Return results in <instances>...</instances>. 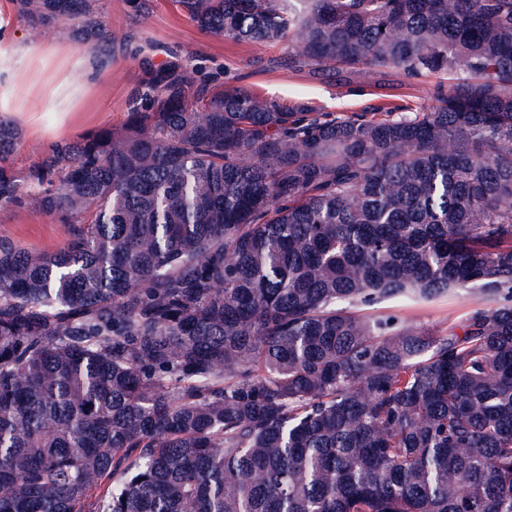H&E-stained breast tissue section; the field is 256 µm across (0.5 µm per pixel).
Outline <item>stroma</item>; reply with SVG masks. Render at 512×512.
Here are the masks:
<instances>
[{
	"instance_id": "35a3bbf8",
	"label": "stroma",
	"mask_w": 512,
	"mask_h": 512,
	"mask_svg": "<svg viewBox=\"0 0 512 512\" xmlns=\"http://www.w3.org/2000/svg\"><path fill=\"white\" fill-rule=\"evenodd\" d=\"M148 4V14L139 17L130 12L126 0H99L117 52L98 79L86 85L77 62L88 52L87 44L65 30L33 34L15 15L11 0H0V27L13 37L19 51L16 78L0 95L36 106L32 112L8 115L22 133L13 157L15 168H27L40 153L59 142L121 127L132 106L133 92L147 77L148 65L165 63L172 48L194 55L198 79H231L262 96L327 112H360L371 105L431 101L433 78H358L339 87L310 76L306 69L277 66V59L288 54L287 45L224 40L200 31L175 9L172 0H148ZM149 41L155 50L147 56L143 47ZM50 45L55 46V53L45 54V47ZM69 232L68 225L33 208L0 209V236H8L32 252L57 250ZM471 306L470 298L456 295L424 308L399 306L395 312L405 322L431 326L448 317L461 318Z\"/></svg>"
}]
</instances>
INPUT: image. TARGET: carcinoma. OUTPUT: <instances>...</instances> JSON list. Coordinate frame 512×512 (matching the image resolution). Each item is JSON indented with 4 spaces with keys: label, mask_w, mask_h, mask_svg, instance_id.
<instances>
[{
    "label": "carcinoma",
    "mask_w": 512,
    "mask_h": 512,
    "mask_svg": "<svg viewBox=\"0 0 512 512\" xmlns=\"http://www.w3.org/2000/svg\"><path fill=\"white\" fill-rule=\"evenodd\" d=\"M101 55L98 0H12ZM215 37L432 103L288 106L151 69L0 209V512H512V0H173ZM465 293L461 321L393 304ZM69 232V225L33 208L0 209V236H8L32 252L57 250L69 238Z\"/></svg>",
    "instance_id": "carcinoma-1"
}]
</instances>
